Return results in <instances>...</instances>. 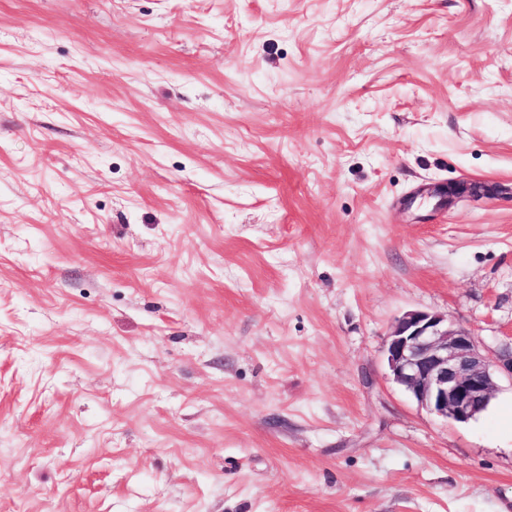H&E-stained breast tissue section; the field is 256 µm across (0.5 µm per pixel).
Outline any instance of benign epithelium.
<instances>
[{"label": "benign epithelium", "mask_w": 512, "mask_h": 512, "mask_svg": "<svg viewBox=\"0 0 512 512\" xmlns=\"http://www.w3.org/2000/svg\"><path fill=\"white\" fill-rule=\"evenodd\" d=\"M383 355L393 381L421 408L457 423L487 408L498 376L512 379V347L493 363L469 331L424 311H408L395 321Z\"/></svg>", "instance_id": "obj_1"}]
</instances>
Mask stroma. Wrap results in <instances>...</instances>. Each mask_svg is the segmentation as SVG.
<instances>
[{
	"label": "stroma",
	"instance_id": "1",
	"mask_svg": "<svg viewBox=\"0 0 512 512\" xmlns=\"http://www.w3.org/2000/svg\"><path fill=\"white\" fill-rule=\"evenodd\" d=\"M409 310L512 346V0H0V512H512Z\"/></svg>",
	"mask_w": 512,
	"mask_h": 512
}]
</instances>
